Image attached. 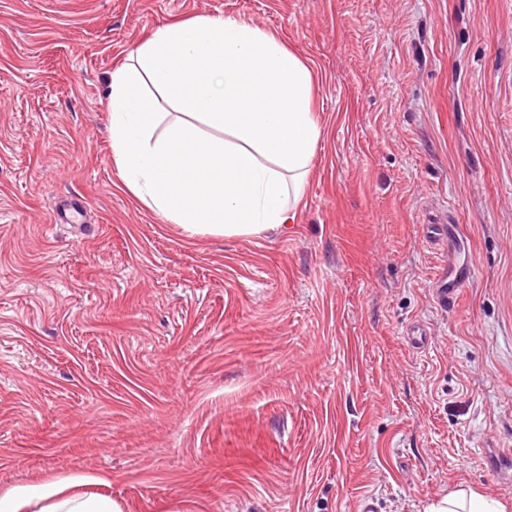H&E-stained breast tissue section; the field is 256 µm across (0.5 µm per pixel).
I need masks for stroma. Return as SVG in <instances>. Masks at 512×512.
<instances>
[{"instance_id":"obj_1","label":"stroma","mask_w":512,"mask_h":512,"mask_svg":"<svg viewBox=\"0 0 512 512\" xmlns=\"http://www.w3.org/2000/svg\"><path fill=\"white\" fill-rule=\"evenodd\" d=\"M200 16L319 74L285 232L190 237L122 184L111 74ZM66 198L81 215L52 223ZM442 220L475 268L446 306ZM489 448L512 449V0H0V494L105 476L124 512L512 502ZM507 504L461 486L432 503L426 512H507Z\"/></svg>"}]
</instances>
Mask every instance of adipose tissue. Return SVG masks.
I'll list each match as a JSON object with an SVG mask.
<instances>
[{
	"label": "adipose tissue",
	"instance_id": "adipose-tissue-1",
	"mask_svg": "<svg viewBox=\"0 0 512 512\" xmlns=\"http://www.w3.org/2000/svg\"><path fill=\"white\" fill-rule=\"evenodd\" d=\"M164 97L146 94V84ZM313 65L274 34L233 17L161 25L112 72L107 107L124 187L180 225L252 237L294 223L322 129ZM177 116L166 121L164 105ZM210 127L212 135L201 132ZM79 481L40 483L0 497V512H122ZM427 512H507L461 486Z\"/></svg>",
	"mask_w": 512,
	"mask_h": 512
}]
</instances>
